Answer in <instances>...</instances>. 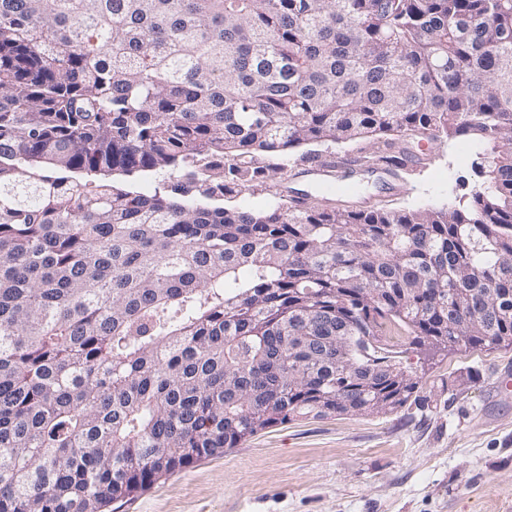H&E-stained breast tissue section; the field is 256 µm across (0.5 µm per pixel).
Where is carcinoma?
Returning a JSON list of instances; mask_svg holds the SVG:
<instances>
[{"label": "carcinoma", "mask_w": 512, "mask_h": 512, "mask_svg": "<svg viewBox=\"0 0 512 512\" xmlns=\"http://www.w3.org/2000/svg\"><path fill=\"white\" fill-rule=\"evenodd\" d=\"M407 131L476 148L469 202L239 201L302 147ZM498 141L512 0H0V512H105L290 419L390 414L430 338L511 346ZM363 163L409 175L387 141Z\"/></svg>", "instance_id": "1"}]
</instances>
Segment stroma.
Segmentation results:
<instances>
[{"instance_id":"35a3bbf8","label":"stroma","mask_w":512,"mask_h":512,"mask_svg":"<svg viewBox=\"0 0 512 512\" xmlns=\"http://www.w3.org/2000/svg\"><path fill=\"white\" fill-rule=\"evenodd\" d=\"M396 154H432L403 194L356 171L367 207L399 195L408 208L468 201L481 178L465 144L398 134ZM512 348L437 354L415 397L380 417L299 418L176 471L113 512H512Z\"/></svg>"}]
</instances>
